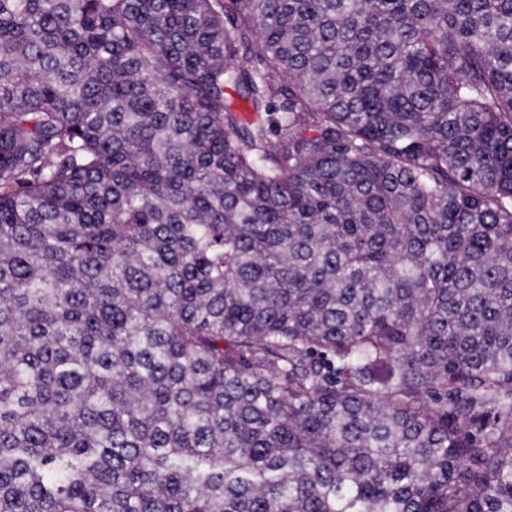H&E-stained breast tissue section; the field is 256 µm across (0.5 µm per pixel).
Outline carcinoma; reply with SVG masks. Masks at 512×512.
Masks as SVG:
<instances>
[{
  "label": "carcinoma",
  "instance_id": "obj_1",
  "mask_svg": "<svg viewBox=\"0 0 512 512\" xmlns=\"http://www.w3.org/2000/svg\"><path fill=\"white\" fill-rule=\"evenodd\" d=\"M0 512H512V0H0Z\"/></svg>",
  "mask_w": 512,
  "mask_h": 512
}]
</instances>
